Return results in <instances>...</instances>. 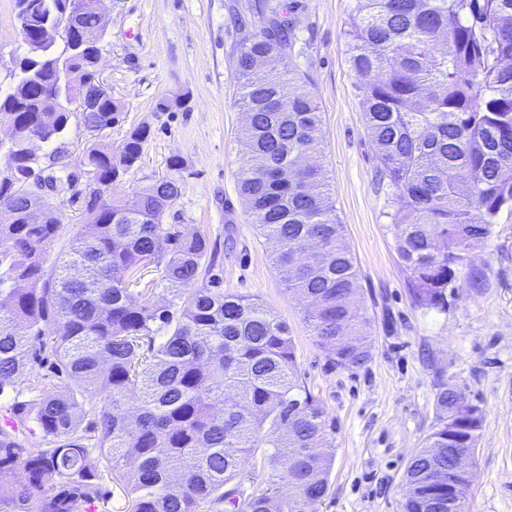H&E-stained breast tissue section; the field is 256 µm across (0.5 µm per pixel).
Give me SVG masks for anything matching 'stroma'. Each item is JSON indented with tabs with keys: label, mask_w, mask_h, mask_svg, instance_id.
Returning <instances> with one entry per match:
<instances>
[{
	"label": "stroma",
	"mask_w": 512,
	"mask_h": 512,
	"mask_svg": "<svg viewBox=\"0 0 512 512\" xmlns=\"http://www.w3.org/2000/svg\"><path fill=\"white\" fill-rule=\"evenodd\" d=\"M298 3L292 60L321 112L315 161L360 269L357 305L373 318L372 358L362 368L336 366L316 343L238 193L242 112L232 52L258 25L255 0H105L100 69L121 109L97 135L72 114L59 148L75 173L92 143L117 145L133 128L149 126L141 160L112 187L115 198L166 175L170 158L183 160L184 188L167 223L208 238L224 291L252 296L286 322L306 386L336 420L319 512H400L407 466L434 429L435 396L448 384L483 413L468 510L512 512V211H502L493 236L469 252L479 284L459 281L447 311L416 308L396 250L393 190L376 181L375 150L347 63L354 0ZM26 52L14 0H0L1 87ZM178 95L183 105L159 110L160 101ZM56 207L62 223L47 248L51 259L84 215L83 199L73 194Z\"/></svg>",
	"instance_id": "stroma-1"
}]
</instances>
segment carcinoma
I'll return each instance as SVG.
<instances>
[{
  "mask_svg": "<svg viewBox=\"0 0 512 512\" xmlns=\"http://www.w3.org/2000/svg\"><path fill=\"white\" fill-rule=\"evenodd\" d=\"M77 0H15L34 32H66L37 59L16 61L0 93V122L14 134L0 151L25 175L34 149L60 140L74 103L86 124L108 128L119 105L100 97L98 27ZM297 2L269 0L261 26L235 50L238 103L252 113L237 155L240 196L288 291L307 303L316 342L337 366L366 365L371 349L340 346L370 335L355 314L359 270L321 169L315 97L285 61L298 41ZM348 62L362 97L378 180L395 189L392 224L408 291L422 310L448 309L468 250L512 208V0H355ZM51 90L57 111H47ZM149 128L118 147L97 142L84 164L112 185L141 159ZM130 197L88 205L81 231L52 265L46 246L60 229L53 205L26 197L0 168V396L24 374L52 379L37 398L11 404L16 429L0 427V512H96L101 464L124 486L128 512H318L328 490L336 421L301 380L287 324L259 300L210 288L214 254L200 232L164 223L180 198L183 161ZM43 211L38 224L25 212ZM80 267L83 279L71 270ZM159 273L167 299L138 298L136 274ZM52 328L46 333V328ZM437 424L405 473L400 512H429L448 497L433 481L448 449L477 443L482 412L455 413V393L435 397ZM93 417L97 436L81 429ZM35 423L49 447L33 451ZM269 470L256 487L245 457ZM288 494L280 490L285 462Z\"/></svg>",
  "mask_w": 512,
  "mask_h": 512,
  "instance_id": "cac0c4a2",
  "label": "carcinoma"
}]
</instances>
